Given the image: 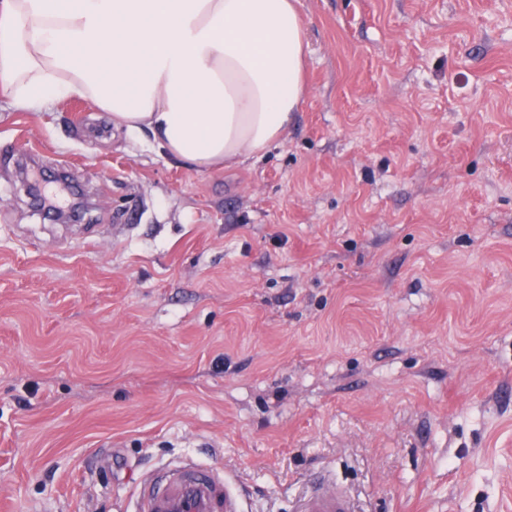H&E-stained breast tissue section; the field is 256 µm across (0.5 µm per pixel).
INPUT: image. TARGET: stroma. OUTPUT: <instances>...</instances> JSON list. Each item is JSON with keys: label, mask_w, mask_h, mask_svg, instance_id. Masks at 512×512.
<instances>
[{"label": "stroma", "mask_w": 512, "mask_h": 512, "mask_svg": "<svg viewBox=\"0 0 512 512\" xmlns=\"http://www.w3.org/2000/svg\"><path fill=\"white\" fill-rule=\"evenodd\" d=\"M308 92L199 172L0 101V512H116L184 457L245 512H512V0H299ZM91 203L60 224L24 156ZM299 512H354V503L333 479L322 477L304 497Z\"/></svg>", "instance_id": "stroma-1"}]
</instances>
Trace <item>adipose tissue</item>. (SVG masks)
Segmentation results:
<instances>
[{
  "label": "adipose tissue",
  "instance_id": "1",
  "mask_svg": "<svg viewBox=\"0 0 512 512\" xmlns=\"http://www.w3.org/2000/svg\"><path fill=\"white\" fill-rule=\"evenodd\" d=\"M297 0H0V97L91 101L200 172L277 142L307 92Z\"/></svg>",
  "mask_w": 512,
  "mask_h": 512
}]
</instances>
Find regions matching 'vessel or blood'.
<instances>
[{
    "label": "vessel or blood",
    "mask_w": 512,
    "mask_h": 512,
    "mask_svg": "<svg viewBox=\"0 0 512 512\" xmlns=\"http://www.w3.org/2000/svg\"><path fill=\"white\" fill-rule=\"evenodd\" d=\"M136 496L137 512H243L226 475L191 462L154 472ZM301 512H354V503L333 479L324 477L304 497Z\"/></svg>",
    "instance_id": "1"
}]
</instances>
